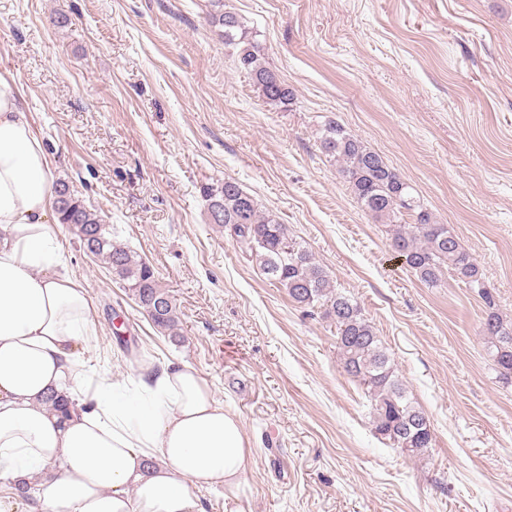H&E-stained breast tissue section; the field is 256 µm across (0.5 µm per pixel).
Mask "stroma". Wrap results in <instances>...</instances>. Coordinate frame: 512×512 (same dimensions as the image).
Wrapping results in <instances>:
<instances>
[{
	"label": "stroma",
	"instance_id": "obj_1",
	"mask_svg": "<svg viewBox=\"0 0 512 512\" xmlns=\"http://www.w3.org/2000/svg\"><path fill=\"white\" fill-rule=\"evenodd\" d=\"M294 93L266 103L208 26L209 0H0L15 79L53 179L152 264L179 308L161 335L67 226L93 309L89 370L134 379L181 360L236 414L250 462L234 512H512V383L454 276L395 258L319 147L360 137L483 270L512 319V0H224ZM232 178L360 304L433 441L397 456L344 376L334 325L209 224L199 188Z\"/></svg>",
	"mask_w": 512,
	"mask_h": 512
}]
</instances>
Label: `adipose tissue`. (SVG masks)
<instances>
[{
	"label": "adipose tissue",
	"mask_w": 512,
	"mask_h": 512,
	"mask_svg": "<svg viewBox=\"0 0 512 512\" xmlns=\"http://www.w3.org/2000/svg\"><path fill=\"white\" fill-rule=\"evenodd\" d=\"M56 222L47 151L0 74V512H23L18 479L34 487L24 512H203L202 487L235 496L248 442L197 370L171 360L121 387L86 374L91 305Z\"/></svg>",
	"instance_id": "obj_1"
}]
</instances>
